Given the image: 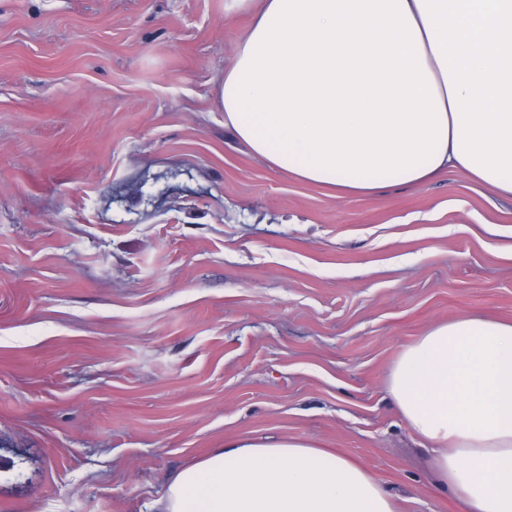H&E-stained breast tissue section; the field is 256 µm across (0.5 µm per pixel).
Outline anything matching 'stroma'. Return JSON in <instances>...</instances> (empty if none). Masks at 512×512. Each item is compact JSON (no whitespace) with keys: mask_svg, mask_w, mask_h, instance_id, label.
Wrapping results in <instances>:
<instances>
[{"mask_svg":"<svg viewBox=\"0 0 512 512\" xmlns=\"http://www.w3.org/2000/svg\"><path fill=\"white\" fill-rule=\"evenodd\" d=\"M234 0H0V512H148L236 439L461 512L387 392L400 349L512 320V199L271 169L217 90Z\"/></svg>","mask_w":512,"mask_h":512,"instance_id":"stroma-1","label":"stroma"}]
</instances>
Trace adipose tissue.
I'll return each instance as SVG.
<instances>
[{
    "label": "adipose tissue",
    "mask_w": 512,
    "mask_h": 512,
    "mask_svg": "<svg viewBox=\"0 0 512 512\" xmlns=\"http://www.w3.org/2000/svg\"><path fill=\"white\" fill-rule=\"evenodd\" d=\"M224 126L272 169L372 195L451 169L512 197V0H237ZM388 394L463 512H512V321L462 316L401 348ZM153 512H395L360 464L298 438L233 440Z\"/></svg>",
    "instance_id": "obj_1"
}]
</instances>
